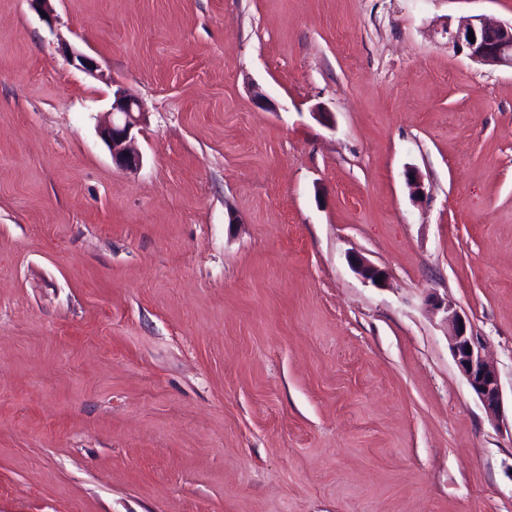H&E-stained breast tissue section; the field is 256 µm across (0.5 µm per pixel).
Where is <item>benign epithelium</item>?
I'll list each match as a JSON object with an SVG mask.
<instances>
[{
    "instance_id": "1",
    "label": "benign epithelium",
    "mask_w": 512,
    "mask_h": 512,
    "mask_svg": "<svg viewBox=\"0 0 512 512\" xmlns=\"http://www.w3.org/2000/svg\"><path fill=\"white\" fill-rule=\"evenodd\" d=\"M474 33L475 41L468 39ZM448 41L471 60L482 65L512 69V23L492 24L485 20L468 22L448 31ZM112 120L99 128V135L108 146L112 162L121 169L135 171L142 164V155L134 144L133 130L139 125L142 112L138 101L123 88L113 92ZM352 270L364 280L375 282L385 271L368 263L359 255L350 258ZM446 313L448 340L456 363L472 391L483 404L488 416L497 420L502 412V391L497 371L484 357V341L470 322L446 303L435 304Z\"/></svg>"
}]
</instances>
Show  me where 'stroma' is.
<instances>
[{
	"label": "stroma",
	"mask_w": 512,
	"mask_h": 512,
	"mask_svg": "<svg viewBox=\"0 0 512 512\" xmlns=\"http://www.w3.org/2000/svg\"><path fill=\"white\" fill-rule=\"evenodd\" d=\"M477 16L512 0H0V512H512V425L427 302L511 403L512 69L448 41ZM112 120L99 128V135L108 146L112 162L121 169L136 171L142 164V155L134 144L133 130L139 125L141 107L123 88L113 92ZM137 114V115H136ZM435 309L446 313L448 340L458 367L488 416L498 420L502 412V391L497 371L484 357L483 339L448 302L435 304Z\"/></svg>",
	"instance_id": "1"
}]
</instances>
